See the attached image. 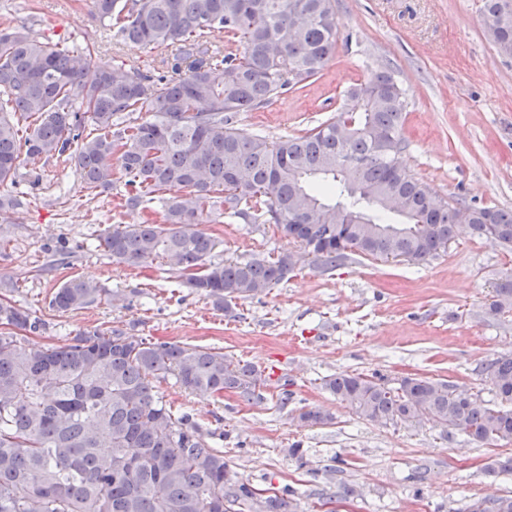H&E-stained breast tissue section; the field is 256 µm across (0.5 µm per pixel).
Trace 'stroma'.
Returning a JSON list of instances; mask_svg holds the SVG:
<instances>
[{
    "mask_svg": "<svg viewBox=\"0 0 512 512\" xmlns=\"http://www.w3.org/2000/svg\"><path fill=\"white\" fill-rule=\"evenodd\" d=\"M480 0H336L341 38L308 85L264 108L236 113L241 134L268 141L304 134L331 116L343 92L372 71L391 69L407 104V169L440 197L469 206L512 208V58L486 36ZM0 24L27 27L41 40L72 49L92 43V68L127 65L157 76L169 52L114 43L111 19L93 0H0ZM122 173L110 190L91 191L73 163H23L16 183L0 186L21 206L0 220V282L11 301L47 323L39 343H66L78 332L120 328L132 336L219 348L268 375L244 401L190 392L173 380L159 393L173 411L190 413L238 478L288 496L294 512H320L317 493L353 488L346 512H466L486 496L512 492V474H489L491 459L512 443L481 445L432 427L362 421L323 387L324 377L359 373L388 385L410 374L446 379L493 399L478 371L512 352V314L485 321L499 273L512 251L460 227L446 251L422 262L353 256L330 271L305 263L288 282L229 309L187 288L162 260L112 262L97 246L111 225L160 220L161 212L129 209ZM203 232L219 242L214 261L275 257L298 242L273 224L212 215ZM102 293L83 309L59 312L52 294L72 278ZM291 392L288 404L278 395ZM329 411L327 425L303 426L301 407ZM304 449L292 457L293 445Z\"/></svg>",
    "mask_w": 512,
    "mask_h": 512,
    "instance_id": "stroma-1",
    "label": "stroma"
}]
</instances>
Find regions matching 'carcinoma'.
<instances>
[{
  "label": "carcinoma",
  "mask_w": 512,
  "mask_h": 512,
  "mask_svg": "<svg viewBox=\"0 0 512 512\" xmlns=\"http://www.w3.org/2000/svg\"><path fill=\"white\" fill-rule=\"evenodd\" d=\"M120 42L171 49L155 78L124 65L97 71L81 105L69 86L87 70L90 48L54 49L26 27L0 28V184L16 183L21 156L68 155L87 188L108 190L113 160L138 207L157 190L162 223L108 226L104 251L116 263L157 258L222 308L287 280L306 258L331 270L353 254L425 262L448 248L458 226L512 250V209L439 200L404 163L406 103L389 69L343 95L336 115L270 143L230 127L231 113L264 107L318 75L336 49L334 0H94ZM493 46L512 58V0H482ZM219 29L228 45H213ZM144 112L135 123L120 115ZM34 119L25 138L19 120ZM95 135L84 134L85 120ZM336 195L333 204L321 201ZM251 224H276L303 251L215 263L218 241L198 229L215 210ZM341 222H336V211ZM101 289L73 278L51 305L68 312ZM512 314V270L495 284L483 315ZM36 332L39 321L0 301V326ZM495 400L448 381L407 376L399 386L336 373L324 388L367 422H428L480 444L512 442V353L482 367ZM234 392L250 401L264 371L221 351L153 342L114 328L84 331L64 345L0 334V512H286L279 495L257 497L211 447L187 412L176 414L157 383ZM302 426L328 424L300 409ZM467 512H512V495Z\"/></svg>",
  "instance_id": "1"
}]
</instances>
